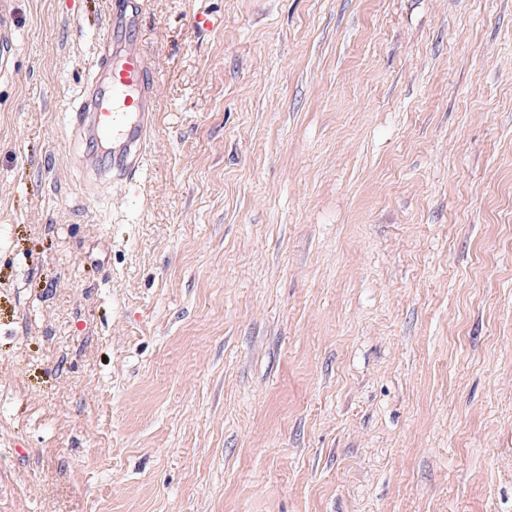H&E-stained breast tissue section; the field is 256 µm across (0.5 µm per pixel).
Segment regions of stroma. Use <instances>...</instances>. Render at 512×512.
<instances>
[{
  "instance_id": "stroma-1",
  "label": "stroma",
  "mask_w": 512,
  "mask_h": 512,
  "mask_svg": "<svg viewBox=\"0 0 512 512\" xmlns=\"http://www.w3.org/2000/svg\"><path fill=\"white\" fill-rule=\"evenodd\" d=\"M111 10L0 0V512H512V0H144L89 194ZM141 0H114L93 76L67 113L83 171L109 184L137 181L157 125V71L139 38Z\"/></svg>"
}]
</instances>
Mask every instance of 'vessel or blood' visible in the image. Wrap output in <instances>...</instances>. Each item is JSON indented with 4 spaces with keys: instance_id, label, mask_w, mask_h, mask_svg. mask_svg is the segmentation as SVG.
<instances>
[{
    "instance_id": "1",
    "label": "vessel or blood",
    "mask_w": 512,
    "mask_h": 512,
    "mask_svg": "<svg viewBox=\"0 0 512 512\" xmlns=\"http://www.w3.org/2000/svg\"><path fill=\"white\" fill-rule=\"evenodd\" d=\"M142 0H114L110 37L93 76L67 114L83 171L108 183L137 181L157 125V71L138 35Z\"/></svg>"
}]
</instances>
